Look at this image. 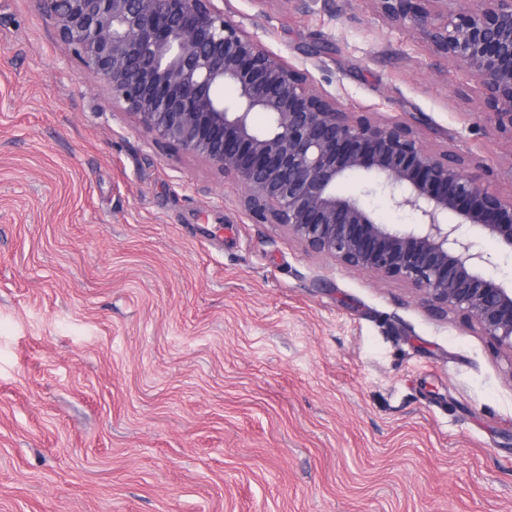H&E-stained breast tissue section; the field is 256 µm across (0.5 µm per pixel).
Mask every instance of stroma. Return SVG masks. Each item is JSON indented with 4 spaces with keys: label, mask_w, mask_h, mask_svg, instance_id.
I'll use <instances>...</instances> for the list:
<instances>
[{
    "label": "stroma",
    "mask_w": 512,
    "mask_h": 512,
    "mask_svg": "<svg viewBox=\"0 0 512 512\" xmlns=\"http://www.w3.org/2000/svg\"><path fill=\"white\" fill-rule=\"evenodd\" d=\"M220 7L512 196V134L411 25ZM336 190L414 220L361 175ZM243 194L114 109L36 0H0V512H512V361Z\"/></svg>",
    "instance_id": "stroma-1"
}]
</instances>
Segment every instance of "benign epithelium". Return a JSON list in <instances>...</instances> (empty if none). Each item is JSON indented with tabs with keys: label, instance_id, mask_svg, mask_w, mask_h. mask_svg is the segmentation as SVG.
Returning a JSON list of instances; mask_svg holds the SVG:
<instances>
[{
	"label": "benign epithelium",
	"instance_id": "1",
	"mask_svg": "<svg viewBox=\"0 0 512 512\" xmlns=\"http://www.w3.org/2000/svg\"><path fill=\"white\" fill-rule=\"evenodd\" d=\"M36 2L113 106L242 186L256 221L284 226L348 269L407 284L432 314L461 315L512 355V287L485 275L491 254L458 233L469 224L512 250V197L492 191L473 159L425 146L406 121L345 111L214 0ZM372 2L472 76L496 128L512 133V0H465L451 19L448 0ZM352 173L375 180L415 222L390 228L360 198L336 193Z\"/></svg>",
	"mask_w": 512,
	"mask_h": 512
}]
</instances>
